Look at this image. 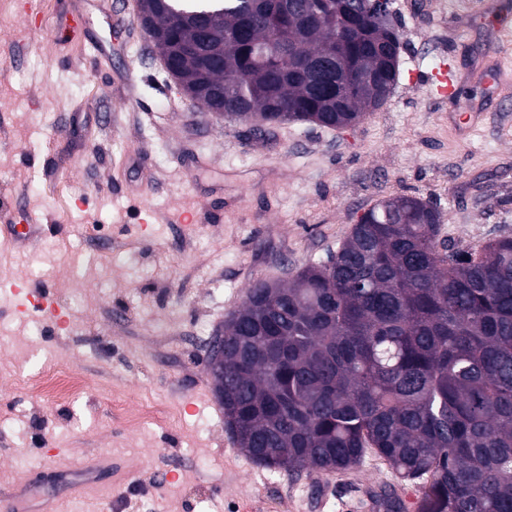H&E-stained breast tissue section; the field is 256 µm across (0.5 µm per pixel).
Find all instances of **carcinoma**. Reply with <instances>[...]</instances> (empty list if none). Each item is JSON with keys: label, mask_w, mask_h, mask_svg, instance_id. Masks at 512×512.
Segmentation results:
<instances>
[{"label": "carcinoma", "mask_w": 512, "mask_h": 512, "mask_svg": "<svg viewBox=\"0 0 512 512\" xmlns=\"http://www.w3.org/2000/svg\"><path fill=\"white\" fill-rule=\"evenodd\" d=\"M145 33L208 112L343 129L400 75L391 16L359 0H140ZM400 195L287 284L257 280L209 370L224 428L299 475L372 453L425 481L418 512H512V237L463 248Z\"/></svg>", "instance_id": "cac0c4a2"}]
</instances>
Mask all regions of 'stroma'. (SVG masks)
Segmentation results:
<instances>
[{
    "instance_id": "obj_1",
    "label": "stroma",
    "mask_w": 512,
    "mask_h": 512,
    "mask_svg": "<svg viewBox=\"0 0 512 512\" xmlns=\"http://www.w3.org/2000/svg\"><path fill=\"white\" fill-rule=\"evenodd\" d=\"M0 0V200L25 245H0V494L28 512H371L390 487L375 456L291 476L254 464L224 428L207 343L257 279L326 259L376 202L417 196L441 236H512V102L476 80L498 54L507 0H392L397 85L354 126L286 123L266 138L181 93L137 21V0ZM457 103L422 88L440 61ZM472 105L467 134L446 114ZM49 289L67 322L18 309L10 285ZM79 374L47 401L26 382Z\"/></svg>"
}]
</instances>
